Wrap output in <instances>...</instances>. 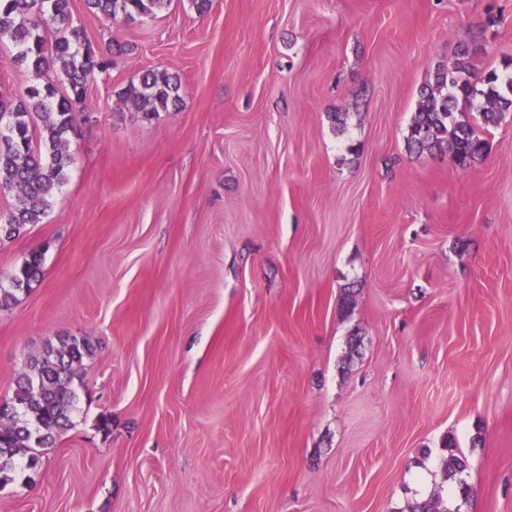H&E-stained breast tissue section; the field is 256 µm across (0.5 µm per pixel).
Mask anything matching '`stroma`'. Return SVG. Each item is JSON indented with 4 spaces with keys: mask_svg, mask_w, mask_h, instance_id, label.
Here are the masks:
<instances>
[{
    "mask_svg": "<svg viewBox=\"0 0 512 512\" xmlns=\"http://www.w3.org/2000/svg\"><path fill=\"white\" fill-rule=\"evenodd\" d=\"M70 6L127 53L87 87L44 222L0 245V275L44 252L0 312V397L48 338L95 352L0 512H404L447 435L461 512H512V112L466 170L404 140L459 45L483 44L480 70L512 59V0H170L131 24ZM155 67L183 101L147 122L119 93Z\"/></svg>",
    "mask_w": 512,
    "mask_h": 512,
    "instance_id": "obj_1",
    "label": "stroma"
}]
</instances>
